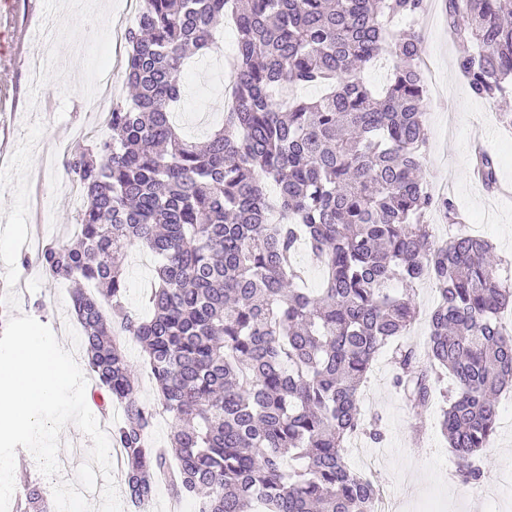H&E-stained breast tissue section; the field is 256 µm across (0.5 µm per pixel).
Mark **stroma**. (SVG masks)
<instances>
[{"instance_id": "1", "label": "stroma", "mask_w": 512, "mask_h": 512, "mask_svg": "<svg viewBox=\"0 0 512 512\" xmlns=\"http://www.w3.org/2000/svg\"><path fill=\"white\" fill-rule=\"evenodd\" d=\"M130 0H97L91 8H73L69 0H18L16 29L45 31L58 22L61 32L47 50L28 41L12 60L8 75L0 74V323L28 315L49 326L59 343L85 363L82 327L70 307V286L47 277L22 258L39 246L73 234L79 207L64 185L63 159L68 148L94 126L100 137L109 131L104 119L113 98L125 93L124 48L109 36V21L130 18ZM395 31L424 35L423 51L432 71L427 85L428 144L423 176L433 185H447V197L464 217L449 224L426 214L436 242L457 234L481 235L496 247L499 270L512 269V129L500 121L512 112V101L476 98L460 75L457 47L445 13L431 10L398 20ZM185 95L176 109V124L187 138L201 141L224 120V95L219 68L211 56L193 57L184 66ZM482 142L499 163L498 185L489 189L469 178L473 142ZM127 305L148 315L145 291L151 286L154 260L143 249L129 251L124 260ZM397 370L389 350L376 357L360 392L365 420H377L383 438L359 437V450L350 463L365 469V459L380 458L377 479L391 494L396 512H417L429 503L431 512H512V490L498 501L484 497L486 487L512 474V392L499 402L497 432L488 450L486 482L465 485L455 475V458L441 430L450 382H443L428 407L413 409L396 384Z\"/></svg>"}]
</instances>
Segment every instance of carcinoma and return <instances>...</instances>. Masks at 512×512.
Instances as JSON below:
<instances>
[{"instance_id":"1","label":"carcinoma","mask_w":512,"mask_h":512,"mask_svg":"<svg viewBox=\"0 0 512 512\" xmlns=\"http://www.w3.org/2000/svg\"><path fill=\"white\" fill-rule=\"evenodd\" d=\"M126 34L131 98L112 104L108 139L76 144L64 165L83 205L78 233L42 245L34 262L72 283V308L96 380L100 412L123 409L111 439L122 450L131 504L163 479L198 512H377L380 490L348 463L366 425L360 390L392 346L396 386L414 407L433 398L439 373L455 387L442 430L457 477L480 484L512 388V333L500 321L512 288L495 247L460 234L431 240L424 215L458 223L453 202L417 173L427 141L426 75L416 32L395 16L424 0H139ZM458 68L479 98L512 97V0H446ZM237 32L224 124L202 142L171 120L185 59L221 53L214 31ZM390 83L376 96L360 72L377 57ZM325 86L312 100L293 87ZM497 181L493 156L479 160ZM277 188L272 197L267 185ZM323 286H298L301 242ZM144 247L156 259L151 316L125 302L114 256ZM437 295L423 356L400 342L417 315L415 286ZM140 345L170 417L169 447L148 433L157 411L138 396L123 338ZM304 465L285 472V458ZM17 512H46L20 473Z\"/></svg>"}]
</instances>
